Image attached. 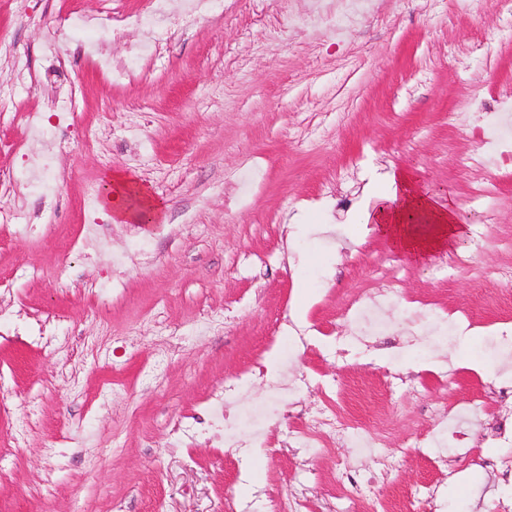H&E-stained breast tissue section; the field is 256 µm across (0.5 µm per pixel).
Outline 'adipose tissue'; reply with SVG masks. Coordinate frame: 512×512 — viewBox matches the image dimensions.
Segmentation results:
<instances>
[{
	"mask_svg": "<svg viewBox=\"0 0 512 512\" xmlns=\"http://www.w3.org/2000/svg\"><path fill=\"white\" fill-rule=\"evenodd\" d=\"M383 191L373 193V204L365 208L361 221L373 225L404 251L416 254L444 246L464 237L468 227L452 203L421 187L414 172L388 171ZM106 206L116 220L158 223L161 206L132 179H110Z\"/></svg>",
	"mask_w": 512,
	"mask_h": 512,
	"instance_id": "1",
	"label": "adipose tissue"
}]
</instances>
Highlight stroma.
Returning a JSON list of instances; mask_svg holds the SVG:
<instances>
[{
    "label": "stroma",
    "mask_w": 512,
    "mask_h": 512,
    "mask_svg": "<svg viewBox=\"0 0 512 512\" xmlns=\"http://www.w3.org/2000/svg\"><path fill=\"white\" fill-rule=\"evenodd\" d=\"M0 0V512H224L232 491L267 512L265 491L314 489L344 512L345 451L286 448L289 426L321 408L372 432L402 456L394 499L437 485L436 512H491L512 499L491 466L512 459L495 437L512 427V14L490 0H370L331 27H304L316 0H215L166 19L155 56L146 30L109 27L106 10L139 0ZM31 72L34 89L17 78ZM81 94L71 126L58 99ZM467 112L471 121L455 115ZM99 127L93 147L80 128ZM467 155L484 163L464 168ZM46 165L28 180L31 161ZM415 170L470 223L456 247L422 258L364 234L369 189ZM256 178L241 208L237 177ZM129 175L162 201L156 230L115 224L85 207V182ZM485 204L473 199L476 187ZM397 279L386 308L395 347L336 354L346 306ZM227 316L228 330L200 322ZM309 329L284 339L276 321ZM478 328L475 341L463 334ZM287 355L308 389L273 406L262 455L189 432L214 390L252 369L263 349ZM480 369H472V362ZM421 388L387 395L384 368ZM335 379L329 392L321 380ZM465 407L461 441L436 466L416 432L437 431L433 407ZM181 432H173V425Z\"/></svg>",
    "instance_id": "stroma-1"
}]
</instances>
